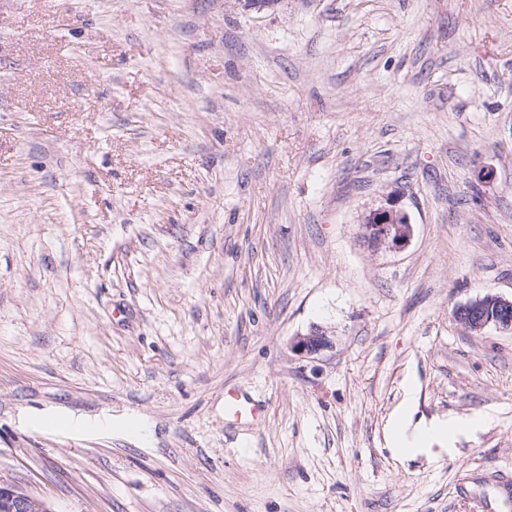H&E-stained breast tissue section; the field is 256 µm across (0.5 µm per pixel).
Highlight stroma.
Segmentation results:
<instances>
[{"instance_id":"35a3bbf8","label":"stroma","mask_w":512,"mask_h":512,"mask_svg":"<svg viewBox=\"0 0 512 512\" xmlns=\"http://www.w3.org/2000/svg\"><path fill=\"white\" fill-rule=\"evenodd\" d=\"M390 196L413 235L375 250ZM487 294L512 0H0L1 481L53 512H469L512 476V333L454 317ZM230 389L265 420L227 423ZM451 417L478 426L395 451ZM333 331L314 325L307 333L297 334L291 342V349L301 357H311L331 347Z\"/></svg>"}]
</instances>
